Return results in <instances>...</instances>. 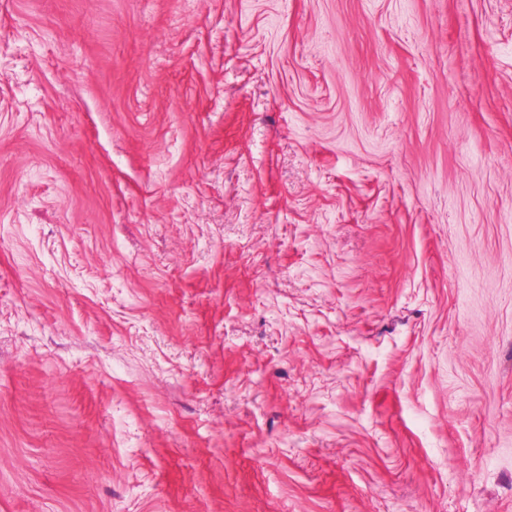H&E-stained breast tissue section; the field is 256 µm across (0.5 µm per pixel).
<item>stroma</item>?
Returning <instances> with one entry per match:
<instances>
[{
    "mask_svg": "<svg viewBox=\"0 0 512 512\" xmlns=\"http://www.w3.org/2000/svg\"><path fill=\"white\" fill-rule=\"evenodd\" d=\"M0 512H512V0H0Z\"/></svg>",
    "mask_w": 512,
    "mask_h": 512,
    "instance_id": "1",
    "label": "stroma"
}]
</instances>
